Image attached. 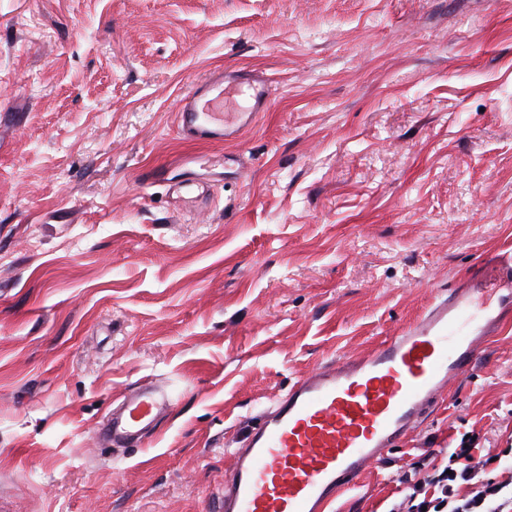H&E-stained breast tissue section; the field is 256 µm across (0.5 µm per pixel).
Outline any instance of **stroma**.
Returning a JSON list of instances; mask_svg holds the SVG:
<instances>
[{
    "mask_svg": "<svg viewBox=\"0 0 512 512\" xmlns=\"http://www.w3.org/2000/svg\"><path fill=\"white\" fill-rule=\"evenodd\" d=\"M219 67L270 104L180 195ZM511 252L512 0H0V512H224L270 398ZM149 383L154 437L103 443ZM466 434L500 477L512 320L332 512Z\"/></svg>",
    "mask_w": 512,
    "mask_h": 512,
    "instance_id": "obj_1",
    "label": "stroma"
}]
</instances>
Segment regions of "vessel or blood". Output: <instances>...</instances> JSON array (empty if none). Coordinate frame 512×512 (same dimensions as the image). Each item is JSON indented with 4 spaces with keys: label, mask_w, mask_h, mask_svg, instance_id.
Segmentation results:
<instances>
[{
    "label": "vessel or blood",
    "mask_w": 512,
    "mask_h": 512,
    "mask_svg": "<svg viewBox=\"0 0 512 512\" xmlns=\"http://www.w3.org/2000/svg\"><path fill=\"white\" fill-rule=\"evenodd\" d=\"M255 103L250 126L269 91L262 77L209 73L176 107L182 138L221 144L235 139L224 122L242 86ZM512 311V258L496 256L471 282L436 293L425 311L372 351L298 378L260 415L244 447L231 453L224 512H329L369 463L410 434L465 377L482 345ZM173 405L165 388L147 385L125 395L103 430L115 440L154 432Z\"/></svg>",
    "instance_id": "b4317fda"
}]
</instances>
